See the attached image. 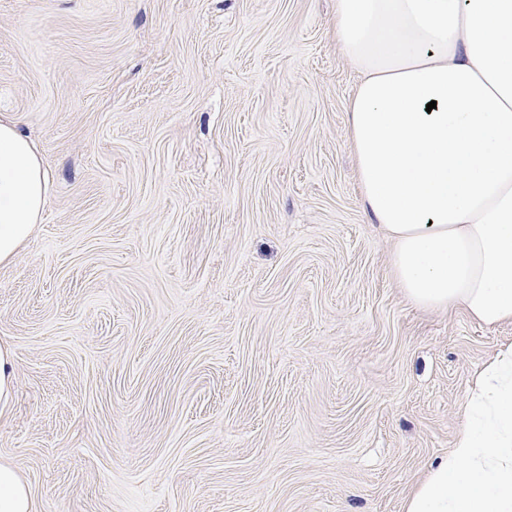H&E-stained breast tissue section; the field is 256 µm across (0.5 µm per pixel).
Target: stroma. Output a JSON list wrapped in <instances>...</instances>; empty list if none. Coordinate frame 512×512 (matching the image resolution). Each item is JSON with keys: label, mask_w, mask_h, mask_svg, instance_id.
<instances>
[{"label": "stroma", "mask_w": 512, "mask_h": 512, "mask_svg": "<svg viewBox=\"0 0 512 512\" xmlns=\"http://www.w3.org/2000/svg\"><path fill=\"white\" fill-rule=\"evenodd\" d=\"M335 0H0L38 147L0 462L38 512H403L512 325L422 311L360 202Z\"/></svg>", "instance_id": "stroma-1"}]
</instances>
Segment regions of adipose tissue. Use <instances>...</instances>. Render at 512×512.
Returning a JSON list of instances; mask_svg holds the SVG:
<instances>
[{"mask_svg":"<svg viewBox=\"0 0 512 512\" xmlns=\"http://www.w3.org/2000/svg\"><path fill=\"white\" fill-rule=\"evenodd\" d=\"M360 78L348 139L362 207L392 240L391 271L423 310L512 323V0H335ZM47 177L0 118V265L34 234ZM0 512H35L0 463ZM403 512H512V343L472 378L448 457Z\"/></svg>","mask_w":512,"mask_h":512,"instance_id":"ef3b65f1","label":"adipose tissue"}]
</instances>
